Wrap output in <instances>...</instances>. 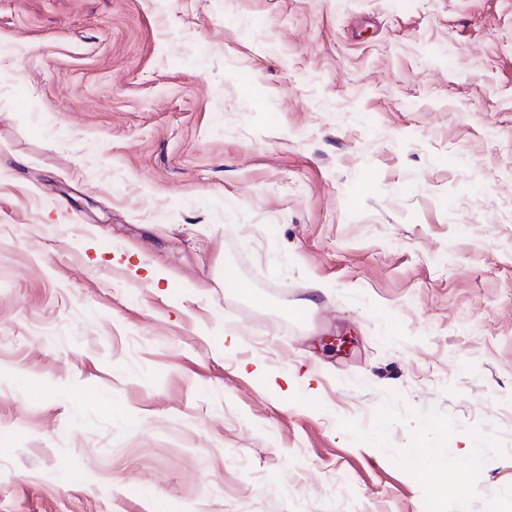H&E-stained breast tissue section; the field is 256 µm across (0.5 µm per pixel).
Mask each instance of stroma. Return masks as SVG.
<instances>
[{"label":"stroma","instance_id":"obj_1","mask_svg":"<svg viewBox=\"0 0 512 512\" xmlns=\"http://www.w3.org/2000/svg\"><path fill=\"white\" fill-rule=\"evenodd\" d=\"M490 499L512 0H0V512Z\"/></svg>","mask_w":512,"mask_h":512}]
</instances>
